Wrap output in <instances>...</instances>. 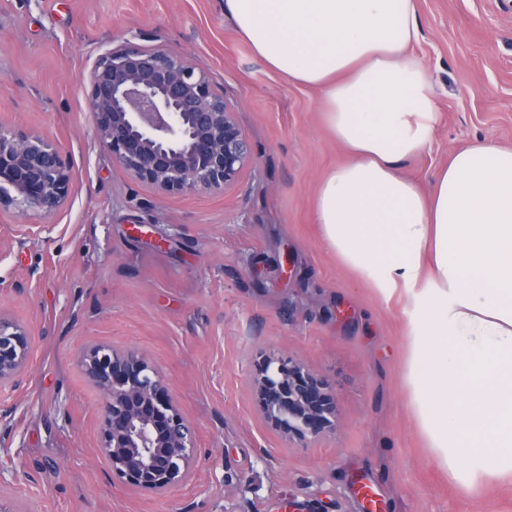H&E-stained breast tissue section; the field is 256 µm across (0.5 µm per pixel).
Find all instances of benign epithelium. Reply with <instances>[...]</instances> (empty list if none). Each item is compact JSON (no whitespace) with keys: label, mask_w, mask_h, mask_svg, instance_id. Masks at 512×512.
<instances>
[{"label":"benign epithelium","mask_w":512,"mask_h":512,"mask_svg":"<svg viewBox=\"0 0 512 512\" xmlns=\"http://www.w3.org/2000/svg\"><path fill=\"white\" fill-rule=\"evenodd\" d=\"M87 98L100 141L132 177L162 194L204 192L235 184L250 148L235 112L207 74L184 58L126 42L92 68ZM8 200L55 212L70 191L61 151L39 134L0 129V192ZM27 338L0 315V385L26 368ZM81 367L102 394L100 449L112 477L127 489L169 491L197 461L194 428L158 373L136 351L92 349ZM256 390L267 419L306 444L336 430V403L316 374L289 359L260 356Z\"/></svg>","instance_id":"benign-epithelium-1"}]
</instances>
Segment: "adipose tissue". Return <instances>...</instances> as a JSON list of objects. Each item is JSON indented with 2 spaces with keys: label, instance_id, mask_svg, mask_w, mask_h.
<instances>
[{
  "label": "adipose tissue",
  "instance_id": "adipose-tissue-1",
  "mask_svg": "<svg viewBox=\"0 0 512 512\" xmlns=\"http://www.w3.org/2000/svg\"><path fill=\"white\" fill-rule=\"evenodd\" d=\"M224 13L271 68L323 92L349 160L321 180L316 219L345 267L405 304L427 447L463 490L512 482V148L476 141L426 191L402 174L439 121L416 0H224Z\"/></svg>",
  "mask_w": 512,
  "mask_h": 512
}]
</instances>
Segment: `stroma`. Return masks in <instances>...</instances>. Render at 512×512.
<instances>
[{
    "mask_svg": "<svg viewBox=\"0 0 512 512\" xmlns=\"http://www.w3.org/2000/svg\"><path fill=\"white\" fill-rule=\"evenodd\" d=\"M414 53L439 122L404 169L422 189L480 140L512 147V0H417ZM185 57L236 112L251 159L226 190L159 195L98 139L87 99L121 42ZM322 92L290 83L225 18L223 0H0V128L44 136L70 193L46 214L0 206V314L27 332L18 387L0 388V503L12 512H512V485L463 493L408 405L407 315L337 260L317 188L349 155ZM135 349L195 427L199 462L167 493L114 484L85 349ZM319 375L334 433L307 445L267 421L256 356Z\"/></svg>",
    "mask_w": 512,
    "mask_h": 512,
    "instance_id": "obj_1",
    "label": "stroma"
}]
</instances>
